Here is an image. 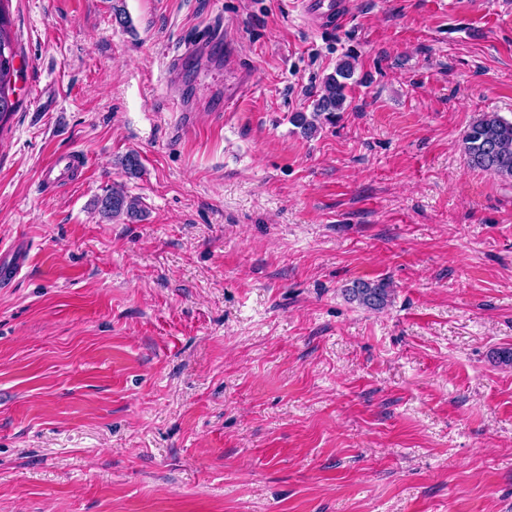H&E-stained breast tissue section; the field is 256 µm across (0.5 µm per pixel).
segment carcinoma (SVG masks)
<instances>
[{"label":"carcinoma","mask_w":512,"mask_h":512,"mask_svg":"<svg viewBox=\"0 0 512 512\" xmlns=\"http://www.w3.org/2000/svg\"><path fill=\"white\" fill-rule=\"evenodd\" d=\"M7 0H0V130L16 112L20 101L15 97V81L18 70L14 60L18 49L10 30V19L5 8ZM354 75L353 63L345 59L334 73L323 81L311 115L299 113L294 122L308 137L318 130L317 121H326L343 110L347 101L348 80ZM464 154L468 164L502 180L512 181V119L505 120L496 113H485L469 129L463 139ZM103 214L128 224L141 221L144 208L141 201L128 195L120 186L101 200ZM349 297L360 305L371 309L385 308L391 297L389 283L384 280L357 281L346 289Z\"/></svg>","instance_id":"obj_1"}]
</instances>
